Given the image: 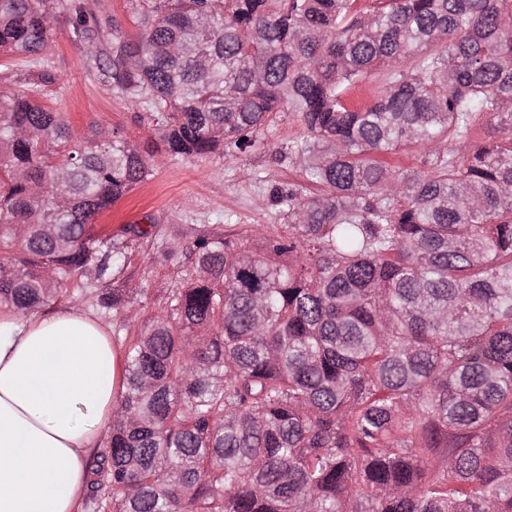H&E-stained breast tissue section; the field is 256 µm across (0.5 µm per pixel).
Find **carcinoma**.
<instances>
[{
  "mask_svg": "<svg viewBox=\"0 0 512 512\" xmlns=\"http://www.w3.org/2000/svg\"><path fill=\"white\" fill-rule=\"evenodd\" d=\"M0 0V305L24 315L127 256L93 218L155 156L249 153L303 128L285 224L200 236L137 334L92 462L91 512H512V0ZM156 140H72L35 100L50 19ZM377 76L358 106L350 93ZM424 150L420 170L379 156ZM118 289L97 295L114 312ZM96 4L97 17L102 25L112 24V17L122 25V29L129 35H136L139 28L136 26L133 13L138 0H92ZM0 70L2 77L5 76L4 72H7V75L11 77L12 82L10 84L13 88L19 92L26 90L27 85L24 79L30 70L28 58L0 54Z\"/></svg>",
  "mask_w": 512,
  "mask_h": 512,
  "instance_id": "carcinoma-1",
  "label": "carcinoma"
}]
</instances>
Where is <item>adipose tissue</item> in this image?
Listing matches in <instances>:
<instances>
[{
	"label": "adipose tissue",
	"mask_w": 512,
	"mask_h": 512,
	"mask_svg": "<svg viewBox=\"0 0 512 512\" xmlns=\"http://www.w3.org/2000/svg\"><path fill=\"white\" fill-rule=\"evenodd\" d=\"M120 376L106 326L82 306H0V512H77Z\"/></svg>",
	"instance_id": "ef3b65f1"
}]
</instances>
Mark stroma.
Listing matches in <instances>:
<instances>
[{
	"mask_svg": "<svg viewBox=\"0 0 512 512\" xmlns=\"http://www.w3.org/2000/svg\"><path fill=\"white\" fill-rule=\"evenodd\" d=\"M46 55L59 79L44 86L39 101L66 113L75 139L87 141L97 131L115 128L141 143L151 137V124L135 120L136 106L86 69L82 49L61 17L51 20ZM301 133L298 123L282 112L259 147L237 162L219 155L166 159L147 182L93 223L97 236L118 238L128 256L121 273L97 282L94 289L100 293L124 289L125 305L115 314L86 298L83 307L106 324L120 320L130 330H141L151 316L167 310L170 292L191 273L189 253L197 236L221 235L234 224L278 223L273 188L302 183L303 177L288 161L276 160L275 154ZM243 167L252 171V178L240 175ZM131 225L151 228L152 233L134 236L127 231Z\"/></svg>",
	"mask_w": 512,
	"mask_h": 512,
	"instance_id": "stroma-1",
	"label": "stroma"
}]
</instances>
